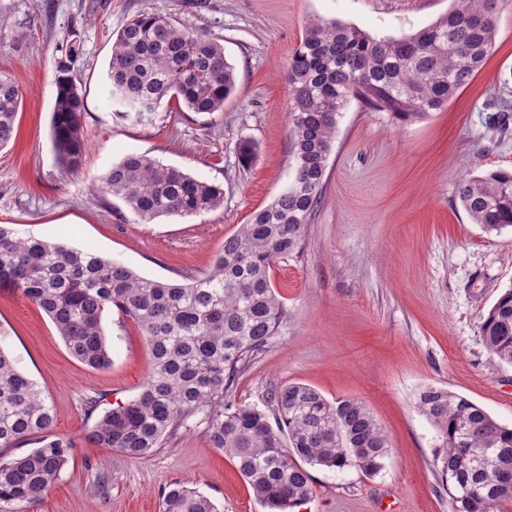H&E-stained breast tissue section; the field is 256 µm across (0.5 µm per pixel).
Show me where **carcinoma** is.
Masks as SVG:
<instances>
[{
  "label": "carcinoma",
  "mask_w": 512,
  "mask_h": 512,
  "mask_svg": "<svg viewBox=\"0 0 512 512\" xmlns=\"http://www.w3.org/2000/svg\"><path fill=\"white\" fill-rule=\"evenodd\" d=\"M507 4L453 0L434 22L398 38L310 20L286 71L292 177L269 206L224 239L211 269L189 283L142 276L122 262L49 236L22 238L0 225V290L44 311L76 359L92 368L111 364L102 318L112 309L136 324L150 349L152 370L141 393L98 417L86 441L144 459L177 422L199 415L213 447L235 461L269 512H293L313 496L310 467L368 474L383 468L391 445L362 401H330L292 383L269 393L268 413L236 402L233 389L288 324L271 273L302 248L348 101L400 123L441 110L494 53ZM80 54L73 38L57 62L52 144L65 174L79 171L85 155V94L72 79ZM106 88L117 112L142 122L165 100L199 114L221 112L236 76L218 41L150 10L112 40ZM20 103L18 87L0 77V149L15 140ZM97 192L121 200L142 222L196 216L224 201L218 187L137 151L99 177ZM458 197L484 232L512 228V170L465 180ZM481 333L486 349L512 366V286L488 311ZM416 407L436 431L435 457L453 512H494L512 502V427L469 398L432 385L421 389ZM53 419L41 391L0 345V448L36 444L25 455L0 459V512H23L39 501L73 460L76 444L52 434ZM162 507L218 512L208 497L180 484L163 494Z\"/></svg>",
  "instance_id": "carcinoma-1"
}]
</instances>
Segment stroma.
Wrapping results in <instances>:
<instances>
[{"instance_id": "1", "label": "stroma", "mask_w": 512, "mask_h": 512, "mask_svg": "<svg viewBox=\"0 0 512 512\" xmlns=\"http://www.w3.org/2000/svg\"><path fill=\"white\" fill-rule=\"evenodd\" d=\"M451 0H0V75L21 96L17 136L0 150V225L51 236L119 260L138 273L182 283L206 273L240 225L267 207L294 165L288 125L289 56L309 18L401 37L448 11ZM157 9L215 38L235 68L223 111L197 114L162 104L149 120L122 118L105 103L112 39L135 14ZM82 54L73 77L86 99L82 169L61 174L50 136L58 60L71 36ZM506 108L491 129L493 111ZM256 146L250 167L237 147ZM147 153L219 187L224 204L197 216L150 223L95 180L127 150ZM512 169V7L499 18L496 50L441 111L404 124L350 101L327 160L320 207L300 253L271 274L288 325L240 375L234 398L266 408L271 389L314 387L327 399L362 400L392 452L368 474L310 468L314 495L298 512H452L434 461L436 431L416 406L433 385L461 394L512 425V367L484 346L481 325L512 286V230L485 233L458 198L460 182ZM112 363L74 358L50 318L19 294L0 291V338L53 409L56 435L74 439V459L28 512H161L179 482L219 512H267L234 461L191 418L144 459L84 441L101 409L133 399L152 368L137 326L103 317Z\"/></svg>"}]
</instances>
